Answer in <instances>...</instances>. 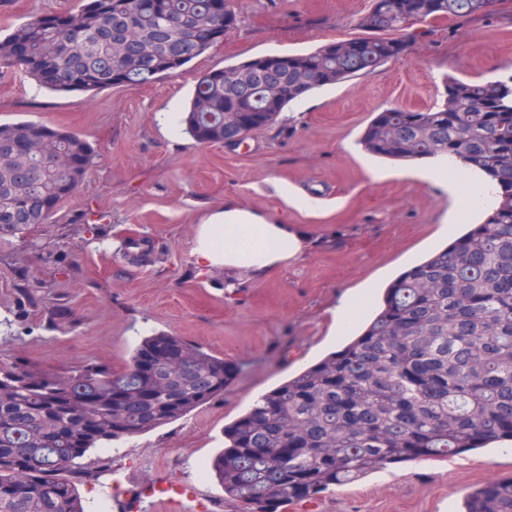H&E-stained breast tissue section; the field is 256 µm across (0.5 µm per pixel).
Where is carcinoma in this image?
I'll return each mask as SVG.
<instances>
[{"instance_id": "obj_1", "label": "carcinoma", "mask_w": 512, "mask_h": 512, "mask_svg": "<svg viewBox=\"0 0 512 512\" xmlns=\"http://www.w3.org/2000/svg\"><path fill=\"white\" fill-rule=\"evenodd\" d=\"M494 0H372L364 34L332 52L256 56L197 78L183 113L199 144L236 135V115L272 113L313 90L351 81L403 57L410 19L469 20ZM242 19L234 0H80L64 14L36 12L0 36V70L52 92L145 86L224 41ZM283 88L280 98L266 87ZM42 139L39 156L25 137ZM360 144L378 158L440 156L500 187L480 224L385 288L350 340L224 426V448L205 476L243 512H283L413 461L512 442V75L448 77L442 100L377 113ZM74 155L73 168L58 165ZM88 141L27 120L0 123V237L44 224L74 196L94 163ZM238 368L178 336L142 338L126 367L87 362L63 376L0 366V512H84L60 476L87 453L181 419L224 395ZM458 512H512V476L468 493Z\"/></svg>"}]
</instances>
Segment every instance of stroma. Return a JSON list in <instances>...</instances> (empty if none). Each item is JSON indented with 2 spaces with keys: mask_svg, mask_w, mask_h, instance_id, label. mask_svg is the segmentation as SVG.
<instances>
[{
  "mask_svg": "<svg viewBox=\"0 0 512 512\" xmlns=\"http://www.w3.org/2000/svg\"><path fill=\"white\" fill-rule=\"evenodd\" d=\"M77 0H0V30ZM371 0H235L243 22L182 71L144 87L55 93L0 72V122L33 120L78 134L96 157L78 193L26 239L0 240V365L52 374L92 360L122 370L140 340L167 333L239 367L221 399L155 430L113 441L76 476L85 512H157V487L184 488V512H240L202 476L224 445V427L254 399L346 339L334 311L356 299L363 313L384 283L479 221L469 190L420 178L414 163L384 161L359 139L389 107L425 109L443 79L512 74V0L476 19L415 24L407 53L359 79L326 86L288 106L243 146L169 136L165 112H183L197 77L252 57L304 53L358 35ZM316 198L309 214L289 195ZM303 228L307 251L264 276L199 272L193 247L206 214L226 199ZM104 217L93 239L83 212ZM147 252L123 257V241ZM512 476V445L421 460L337 486L288 512H456L475 487Z\"/></svg>",
  "mask_w": 512,
  "mask_h": 512,
  "instance_id": "stroma-1",
  "label": "stroma"
}]
</instances>
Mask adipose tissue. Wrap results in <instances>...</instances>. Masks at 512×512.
<instances>
[{
    "mask_svg": "<svg viewBox=\"0 0 512 512\" xmlns=\"http://www.w3.org/2000/svg\"><path fill=\"white\" fill-rule=\"evenodd\" d=\"M309 243L299 228L228 200L200 225L193 248L196 267H221L261 277L298 258Z\"/></svg>",
    "mask_w": 512,
    "mask_h": 512,
    "instance_id": "adipose-tissue-1",
    "label": "adipose tissue"
}]
</instances>
